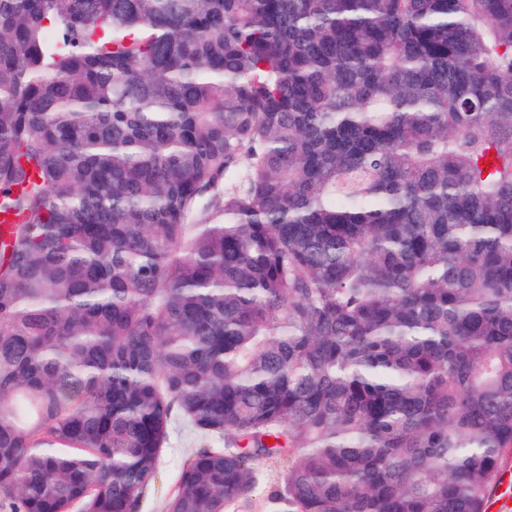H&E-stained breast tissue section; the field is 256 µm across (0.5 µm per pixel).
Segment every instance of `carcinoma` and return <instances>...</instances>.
<instances>
[{"mask_svg":"<svg viewBox=\"0 0 512 512\" xmlns=\"http://www.w3.org/2000/svg\"><path fill=\"white\" fill-rule=\"evenodd\" d=\"M0 209V512H485L512 0H0ZM196 448L182 427L176 426L172 430L150 491L139 512H165L166 502L178 485L182 466ZM280 476L279 470L274 468L264 469L259 473L258 480V489L256 492V496L253 497V508L250 512H266L265 505V491L273 486L277 478Z\"/></svg>","mask_w":512,"mask_h":512,"instance_id":"carcinoma-1","label":"carcinoma"}]
</instances>
